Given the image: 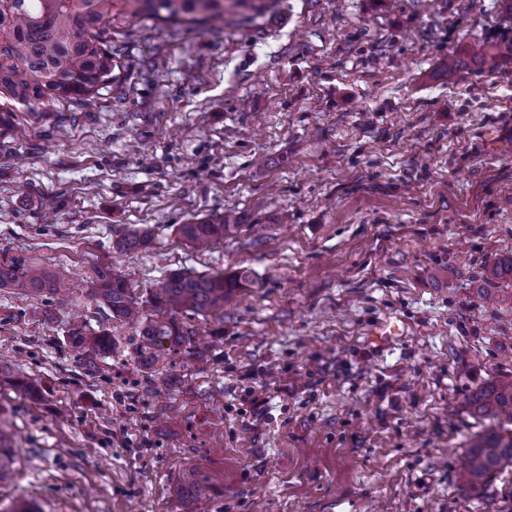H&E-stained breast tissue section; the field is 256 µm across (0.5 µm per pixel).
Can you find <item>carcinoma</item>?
<instances>
[{"label": "carcinoma", "instance_id": "1", "mask_svg": "<svg viewBox=\"0 0 512 512\" xmlns=\"http://www.w3.org/2000/svg\"><path fill=\"white\" fill-rule=\"evenodd\" d=\"M245 10L230 23L252 22L272 0H0V98L34 110L60 100L90 102L99 91L112 86L116 63L112 56L111 29L119 17H145L164 24L188 23L212 29L224 27L225 2ZM240 224L234 211L219 220L197 219L180 225L182 237L206 247L232 234ZM65 270L36 265L0 263V288L22 297L55 293ZM248 276L169 275L142 301L126 280L109 265L98 266L89 285V296L109 310L112 319L142 325L146 344L168 342L174 349L197 350V331L176 319L179 313L200 314L224 308L232 292ZM154 314L149 315L146 309ZM71 347L93 358L111 350L106 334L86 336L75 330ZM471 405L497 420L466 449L459 480L470 491L486 485L503 468L512 465V380L503 379L482 388ZM9 433L0 428V474L11 470L14 453Z\"/></svg>", "mask_w": 512, "mask_h": 512}]
</instances>
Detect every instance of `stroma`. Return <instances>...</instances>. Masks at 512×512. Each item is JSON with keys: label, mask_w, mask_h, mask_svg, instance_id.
Here are the masks:
<instances>
[{"label": "stroma", "mask_w": 512, "mask_h": 512, "mask_svg": "<svg viewBox=\"0 0 512 512\" xmlns=\"http://www.w3.org/2000/svg\"><path fill=\"white\" fill-rule=\"evenodd\" d=\"M510 40L507 0H277L216 30L135 18L112 32L118 86L12 106L0 262L67 278L0 288L17 448L0 512H512V467L473 493L456 474L489 425L473 395L512 378V287L483 277L512 257V59L472 56ZM228 210L238 231L208 248L178 232ZM104 264L144 298L175 272L250 279L222 313L180 314L214 333L203 356L148 353L87 294ZM390 317L404 333L375 352ZM79 327L116 342L95 370ZM63 268L47 269L36 265L0 263V288H11L22 297L55 293L65 279Z\"/></svg>", "instance_id": "1"}]
</instances>
